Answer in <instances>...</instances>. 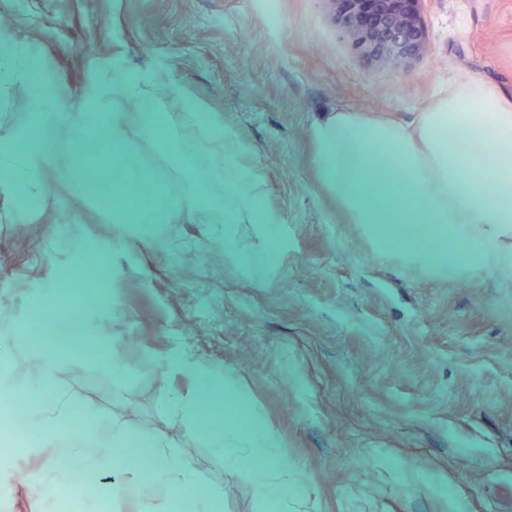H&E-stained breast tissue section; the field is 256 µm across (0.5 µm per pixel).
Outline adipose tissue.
Segmentation results:
<instances>
[{"mask_svg":"<svg viewBox=\"0 0 512 512\" xmlns=\"http://www.w3.org/2000/svg\"><path fill=\"white\" fill-rule=\"evenodd\" d=\"M147 102L151 109L126 112L129 102ZM178 113L183 137L220 146L224 194H206L199 184L187 193V211L209 218L224 217V256L255 275L275 266L279 252L275 226L282 217L265 203L266 189L256 168L243 160L235 129L204 113L163 72L135 78L115 71L111 81L74 102L61 100L56 88L40 85L30 126L0 140V163L18 161L13 185L19 196L40 189L59 153L58 128L73 137L93 136L112 155L111 179L100 188L130 196L126 169L140 156L129 137L130 126L141 135L161 130L162 114ZM318 176L348 223L357 225L374 256L397 262L414 276L475 279L494 273L501 288H512V91L491 80L462 71L441 88L433 104L412 118H384L348 107L322 113L310 128ZM179 203L163 184H155L148 205L115 210L112 221L165 224ZM242 224H261L264 240L246 245L239 239ZM64 396L48 400L36 427L44 445L64 441L71 462L94 474L115 470L126 483L158 482L168 491L166 512H213V497L197 494L199 476L180 446L165 436H145L141 443L149 467H129L121 450L133 437L121 416L106 414L112 446L88 456L96 441L88 427L67 423ZM186 435L205 436L224 453L227 468L257 462L264 473L258 491L264 501L287 503L295 494L288 469L277 451L274 434L257 419L244 425L215 428L204 423L194 399L172 401Z\"/></svg>","mask_w":512,"mask_h":512,"instance_id":"ef3b65f1","label":"adipose tissue"}]
</instances>
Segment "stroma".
Here are the masks:
<instances>
[{
    "instance_id": "stroma-1",
    "label": "stroma",
    "mask_w": 512,
    "mask_h": 512,
    "mask_svg": "<svg viewBox=\"0 0 512 512\" xmlns=\"http://www.w3.org/2000/svg\"><path fill=\"white\" fill-rule=\"evenodd\" d=\"M428 48L401 65L352 46L329 0H0L9 37L46 61L64 99L111 76L163 69L237 129L261 176L276 227L279 263L261 280L208 262L224 235L216 222L175 212L151 246L140 231L115 243L112 214L63 178L71 139L59 130L54 174L33 203L0 178V339L36 337L45 310L85 316L58 373L71 421L110 439L94 412L122 415L134 434L182 438L169 396L197 397L189 376L162 375L177 350L234 389L214 383L212 426L245 404L273 431L299 495L275 509L250 469L228 471L197 439L189 462L222 512H512V288L494 278L412 277L376 259L320 184L310 127L320 113L351 107L410 117L449 77L466 71L512 88V0H420ZM27 85L0 79V137L25 126ZM136 139L141 159L171 195L224 178L202 165L216 145L181 142L166 155ZM97 251L102 270L82 257ZM197 256L191 278L186 253ZM126 358L113 372L95 349ZM68 496L90 512H123L143 498L105 472L96 487L52 478L44 458L0 454V512H51Z\"/></svg>"
}]
</instances>
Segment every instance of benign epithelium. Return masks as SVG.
I'll list each match as a JSON object with an SVG mask.
<instances>
[{
    "label": "benign epithelium",
    "mask_w": 512,
    "mask_h": 512,
    "mask_svg": "<svg viewBox=\"0 0 512 512\" xmlns=\"http://www.w3.org/2000/svg\"><path fill=\"white\" fill-rule=\"evenodd\" d=\"M336 21L365 57L397 63L425 52L420 0H328Z\"/></svg>",
    "instance_id": "1"
}]
</instances>
